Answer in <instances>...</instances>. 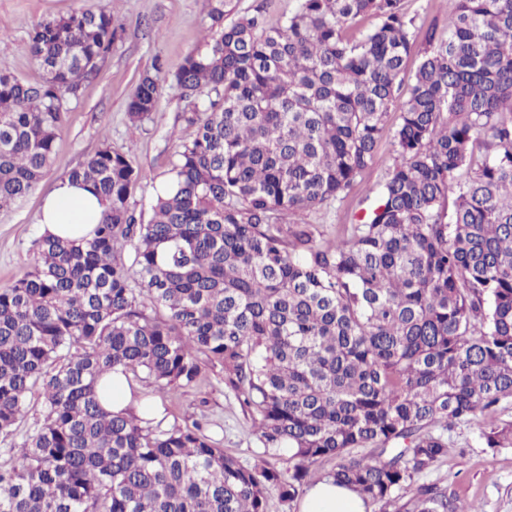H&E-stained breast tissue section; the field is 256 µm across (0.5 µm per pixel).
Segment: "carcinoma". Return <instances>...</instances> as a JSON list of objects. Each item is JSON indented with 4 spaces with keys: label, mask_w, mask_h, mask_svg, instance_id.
Returning <instances> with one entry per match:
<instances>
[{
    "label": "carcinoma",
    "mask_w": 512,
    "mask_h": 512,
    "mask_svg": "<svg viewBox=\"0 0 512 512\" xmlns=\"http://www.w3.org/2000/svg\"><path fill=\"white\" fill-rule=\"evenodd\" d=\"M234 11L215 0V33L173 75L194 134L150 219L130 205L150 175L105 141L65 174L106 204L93 236L39 237L0 285V435L42 402L0 450V512H266L321 460L379 512H478L434 484L401 499L459 423L489 417L486 446L512 447V421L494 420L512 405V0H447L410 75L402 0H298L270 28L224 23ZM366 16L378 23L348 36ZM122 30L107 4L46 17L30 32L40 79L0 73V210L36 189L67 98ZM160 73L138 79L134 129ZM393 110L373 204L315 243L292 216L349 193ZM207 363L251 410V466L197 424L144 427L97 397L117 368L162 388ZM40 413H41V400L37 397V395L32 396L28 400V413L25 417V419L21 422L18 429L14 433L12 437H9L8 439L3 441V437L0 436V448H9L11 443L13 442H21L24 438L27 431L32 429L37 420L40 419Z\"/></svg>",
    "instance_id": "carcinoma-1"
}]
</instances>
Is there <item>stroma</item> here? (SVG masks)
<instances>
[{
  "mask_svg": "<svg viewBox=\"0 0 512 512\" xmlns=\"http://www.w3.org/2000/svg\"><path fill=\"white\" fill-rule=\"evenodd\" d=\"M102 0H0V73L35 81L41 72L32 56L29 32L41 18L66 14L101 4ZM411 19L414 53L405 62L406 71L418 64L419 50L431 27L447 22L445 0H404ZM209 0H112V13L124 32L99 75L85 82L77 97L66 104L64 127L56 141L52 164L35 191L11 208L0 210V284L11 281L33 256L40 233L36 216L43 196L62 175L86 162L102 142L125 152L135 166L150 174L135 191L131 205L136 213L150 217L153 182L162 179L170 161L192 134L183 120L190 103L181 97L172 76L185 56L203 43L210 20ZM163 65L162 88L153 112L139 129L127 121V102L140 73L153 62ZM396 154L391 136H383L373 162L343 199L323 209L295 215L309 225L320 240L346 231L367 209V188L382 184L392 170ZM141 393L165 411L166 428L201 425L217 447L251 465L262 452L252 432V416L224 385L221 367L205 366L189 386L157 387L151 380H138ZM416 484H437L452 501L470 503L480 512H512V448L490 449L480 436L478 423L457 425L448 433V453Z\"/></svg>",
  "mask_w": 512,
  "mask_h": 512,
  "instance_id": "1",
  "label": "stroma"
}]
</instances>
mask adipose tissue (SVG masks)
Masks as SVG:
<instances>
[{"label":"adipose tissue","mask_w":512,"mask_h":512,"mask_svg":"<svg viewBox=\"0 0 512 512\" xmlns=\"http://www.w3.org/2000/svg\"><path fill=\"white\" fill-rule=\"evenodd\" d=\"M103 210L92 186L61 179L44 198L37 225L42 235L79 239L89 235ZM105 380L107 392L102 402L108 409L129 410L145 420L161 419L160 410L149 405L123 373H110ZM299 512H365V505L356 491L324 478L308 485Z\"/></svg>","instance_id":"ef3b65f1"}]
</instances>
